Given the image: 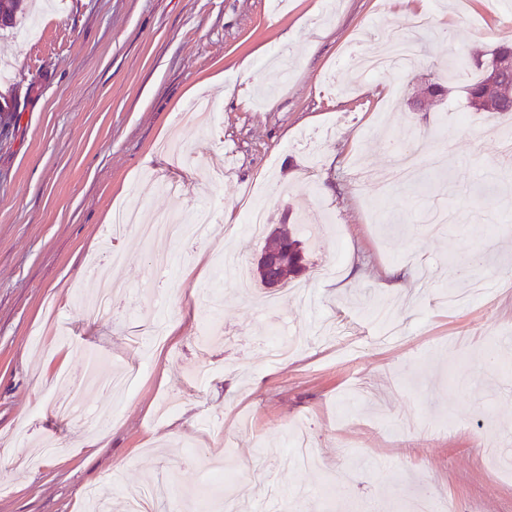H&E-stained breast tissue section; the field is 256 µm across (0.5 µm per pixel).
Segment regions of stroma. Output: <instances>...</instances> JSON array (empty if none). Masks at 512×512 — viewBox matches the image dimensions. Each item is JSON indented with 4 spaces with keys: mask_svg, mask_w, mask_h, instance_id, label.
<instances>
[{
    "mask_svg": "<svg viewBox=\"0 0 512 512\" xmlns=\"http://www.w3.org/2000/svg\"><path fill=\"white\" fill-rule=\"evenodd\" d=\"M52 2L36 34L0 29V512H81L91 488L124 512L151 485L167 512L215 450L243 512H412L427 489L455 512H512V180L494 156L512 112L469 109L448 78L512 39V0ZM397 28L425 37L412 67L351 75L349 52H384ZM435 82L443 95L423 97ZM202 94L221 112L180 122ZM394 139L442 165L380 187ZM254 186L304 243L303 294L274 307L278 289L244 297L224 272L207 336L217 260L249 271L264 246L245 230ZM203 202L207 238L130 231L110 269L117 205L148 224ZM155 254L172 259L158 277ZM326 263L335 276L313 280ZM95 265L114 274L106 314L86 303ZM89 352L137 371L121 400L87 381ZM62 372L106 422L60 412Z\"/></svg>",
    "mask_w": 512,
    "mask_h": 512,
    "instance_id": "35a3bbf8",
    "label": "stroma"
}]
</instances>
